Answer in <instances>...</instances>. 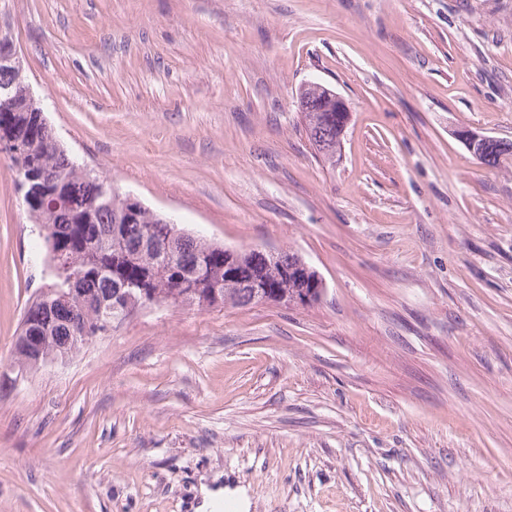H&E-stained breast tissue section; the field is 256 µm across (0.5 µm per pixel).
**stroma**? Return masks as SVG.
Instances as JSON below:
<instances>
[{
    "label": "stroma",
    "mask_w": 512,
    "mask_h": 512,
    "mask_svg": "<svg viewBox=\"0 0 512 512\" xmlns=\"http://www.w3.org/2000/svg\"><path fill=\"white\" fill-rule=\"evenodd\" d=\"M61 143L307 307L161 305L17 375L49 281L0 157V512H512V0H0ZM351 120L315 154L297 91ZM202 502L197 507L198 512H206L214 509L216 504L222 500L231 502L240 512H249L250 501L244 488H210L207 484L200 485Z\"/></svg>",
    "instance_id": "obj_1"
}]
</instances>
